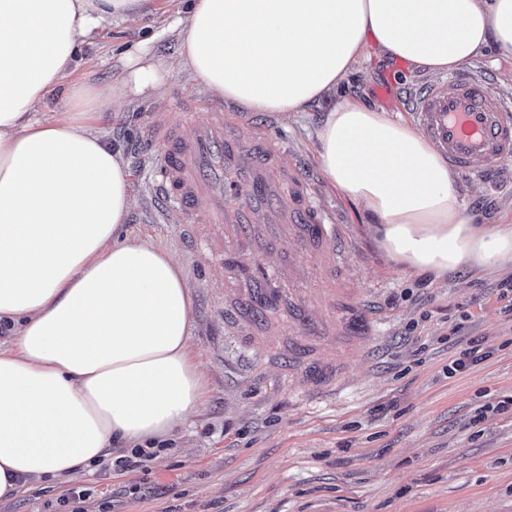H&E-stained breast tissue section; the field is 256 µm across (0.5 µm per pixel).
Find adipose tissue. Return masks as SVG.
I'll use <instances>...</instances> for the list:
<instances>
[{
  "mask_svg": "<svg viewBox=\"0 0 512 512\" xmlns=\"http://www.w3.org/2000/svg\"><path fill=\"white\" fill-rule=\"evenodd\" d=\"M149 0H0V500L81 475L111 449L165 437L206 386L194 301L169 249L121 236L133 207L119 150L85 120L77 56L100 24ZM191 75L255 112H301L368 47L433 76L512 57V0H190L167 24ZM120 97L152 95L164 64L126 54ZM64 91L65 117L40 105ZM331 183L363 204L396 264L441 279L512 270V225L475 224L423 135L343 100L317 132Z\"/></svg>",
  "mask_w": 512,
  "mask_h": 512,
  "instance_id": "ef3b65f1",
  "label": "adipose tissue"
}]
</instances>
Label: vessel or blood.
Listing matches in <instances>:
<instances>
[{
	"instance_id": "1",
	"label": "vessel or blood",
	"mask_w": 512,
	"mask_h": 512,
	"mask_svg": "<svg viewBox=\"0 0 512 512\" xmlns=\"http://www.w3.org/2000/svg\"><path fill=\"white\" fill-rule=\"evenodd\" d=\"M407 110L462 175L476 161L489 173L512 160V102L471 69L409 91ZM147 129L161 147L159 220L178 225L206 275L222 281L228 332L246 348L266 351L289 336L288 352L314 394L330 390L338 368L318 350L357 352L373 333V315L354 286L342 225L317 206L272 124L191 99L151 113ZM268 253L280 262L265 265Z\"/></svg>"
}]
</instances>
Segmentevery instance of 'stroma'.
Instances as JSON below:
<instances>
[{
	"mask_svg": "<svg viewBox=\"0 0 512 512\" xmlns=\"http://www.w3.org/2000/svg\"><path fill=\"white\" fill-rule=\"evenodd\" d=\"M184 6L153 0L139 17L103 23L83 45L73 78L103 97L92 124L130 165L135 205L126 231L171 250L186 271L203 408L147 469L99 466L33 484L0 502V512H512V311L499 297L512 271L462 269L436 280L404 270L380 248L363 205L330 182L318 159L316 134L334 104L357 100L407 123L403 97L427 75L402 78L370 57L308 111L252 115L274 121L301 176L318 185V206L344 225L355 286L379 317L358 357L327 350L341 390L310 402L279 383L287 355L246 350L225 333L220 282L183 251L176 225L158 221L151 184L160 148L149 142L147 116L175 108L185 88L213 97L181 66L177 34L156 33L163 16ZM142 41L166 64L161 93L110 104L125 53ZM383 85L392 97H379ZM455 188L473 223L512 224V161L488 178L457 176ZM475 339L492 356L449 376V363ZM71 489L85 498L60 506Z\"/></svg>",
	"mask_w": 512,
	"mask_h": 512,
	"instance_id": "stroma-1",
	"label": "stroma"
}]
</instances>
